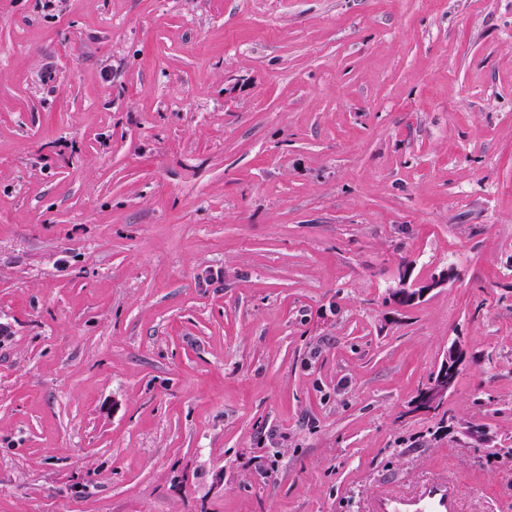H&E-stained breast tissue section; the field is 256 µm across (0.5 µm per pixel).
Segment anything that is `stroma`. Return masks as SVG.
<instances>
[{
	"label": "stroma",
	"mask_w": 512,
	"mask_h": 512,
	"mask_svg": "<svg viewBox=\"0 0 512 512\" xmlns=\"http://www.w3.org/2000/svg\"><path fill=\"white\" fill-rule=\"evenodd\" d=\"M493 447L512 0H0V512H512ZM453 277V270H442L438 276L429 280L410 282L409 277L402 276L396 288L392 289L394 301L401 306L412 305L423 299L431 291L447 286ZM466 356L463 344L455 340L448 347L439 368L432 376L430 384L422 390L417 406L422 410H433L441 406L455 386L460 366ZM366 512H462L460 493L448 477H434L422 482L414 492L403 494L381 487L367 503Z\"/></svg>",
	"instance_id": "stroma-1"
}]
</instances>
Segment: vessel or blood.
I'll use <instances>...</instances> for the list:
<instances>
[{
	"instance_id": "obj_1",
	"label": "vessel or blood",
	"mask_w": 512,
	"mask_h": 512,
	"mask_svg": "<svg viewBox=\"0 0 512 512\" xmlns=\"http://www.w3.org/2000/svg\"><path fill=\"white\" fill-rule=\"evenodd\" d=\"M366 512H461L460 493L444 477L426 480L409 494L382 487L369 498Z\"/></svg>"
}]
</instances>
